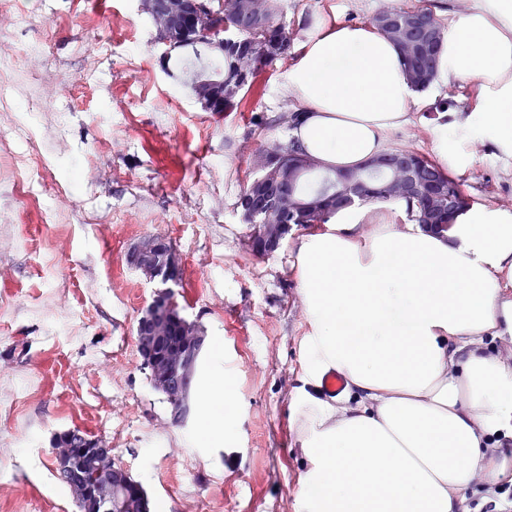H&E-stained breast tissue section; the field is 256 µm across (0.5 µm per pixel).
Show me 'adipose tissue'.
<instances>
[{
    "mask_svg": "<svg viewBox=\"0 0 512 512\" xmlns=\"http://www.w3.org/2000/svg\"><path fill=\"white\" fill-rule=\"evenodd\" d=\"M439 74L482 91L433 142L437 164L462 168L479 140L512 162V0L456 14ZM280 95L300 114L291 137L321 167L352 170L408 125L415 92L396 47L373 25L314 18ZM388 201L336 211L299 237L295 268L310 333L294 416L309 469L300 512H467L476 477L512 476L487 439L512 427V367L486 338L512 337V213L469 209L444 233ZM348 381L329 402L322 373ZM199 440L232 438V380L219 370L197 390Z\"/></svg>",
    "mask_w": 512,
    "mask_h": 512,
    "instance_id": "obj_1",
    "label": "adipose tissue"
}]
</instances>
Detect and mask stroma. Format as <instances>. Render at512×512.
I'll use <instances>...</instances> for the list:
<instances>
[{"mask_svg":"<svg viewBox=\"0 0 512 512\" xmlns=\"http://www.w3.org/2000/svg\"><path fill=\"white\" fill-rule=\"evenodd\" d=\"M418 0H280L296 42L323 15L370 23ZM139 0H0V512H79L51 440L101 439L150 512H297L308 463L292 412L309 333L295 236L251 250L237 199L255 156L288 143L267 67L232 108L206 111L153 42ZM480 105L435 81L389 147L431 154L436 131ZM457 172L474 206L512 211V168L475 139ZM171 240L185 316L221 342L237 395L231 443L201 448L198 418L169 422L134 329L154 286L125 261L147 235Z\"/></svg>","mask_w":512,"mask_h":512,"instance_id":"obj_1","label":"stroma"}]
</instances>
